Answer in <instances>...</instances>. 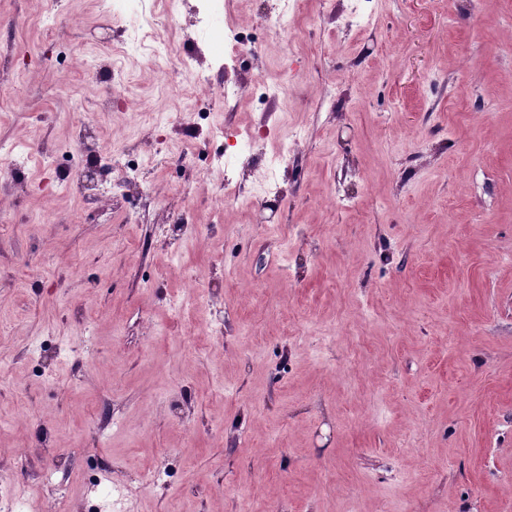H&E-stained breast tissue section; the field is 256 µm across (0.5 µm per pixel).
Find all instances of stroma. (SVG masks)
<instances>
[{"label":"stroma","instance_id":"35a3bbf8","mask_svg":"<svg viewBox=\"0 0 512 512\" xmlns=\"http://www.w3.org/2000/svg\"><path fill=\"white\" fill-rule=\"evenodd\" d=\"M199 6L149 49L110 0H0V494L512 512V0ZM135 150L143 199L72 186Z\"/></svg>","mask_w":512,"mask_h":512}]
</instances>
